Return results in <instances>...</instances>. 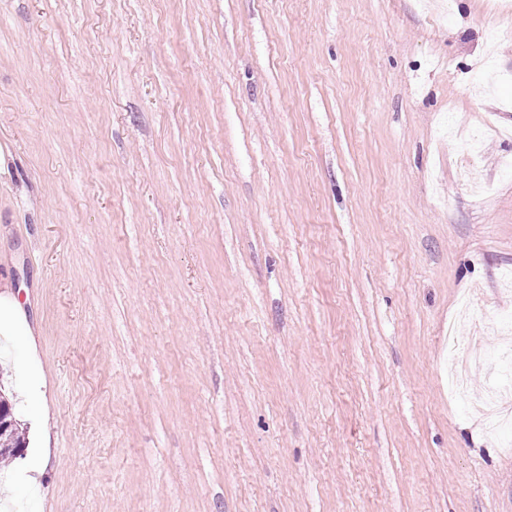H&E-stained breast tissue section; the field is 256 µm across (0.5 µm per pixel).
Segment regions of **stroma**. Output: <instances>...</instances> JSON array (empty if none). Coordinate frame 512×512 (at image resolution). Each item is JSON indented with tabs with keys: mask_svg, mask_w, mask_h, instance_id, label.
<instances>
[{
	"mask_svg": "<svg viewBox=\"0 0 512 512\" xmlns=\"http://www.w3.org/2000/svg\"><path fill=\"white\" fill-rule=\"evenodd\" d=\"M507 2L0 0V512H512ZM501 360L505 364L504 370L500 373L498 377H496L492 382H490L485 388V396L487 399H492L497 394L501 393L504 390L511 391V381H512V350L505 349L501 356Z\"/></svg>",
	"mask_w": 512,
	"mask_h": 512,
	"instance_id": "obj_1",
	"label": "stroma"
}]
</instances>
